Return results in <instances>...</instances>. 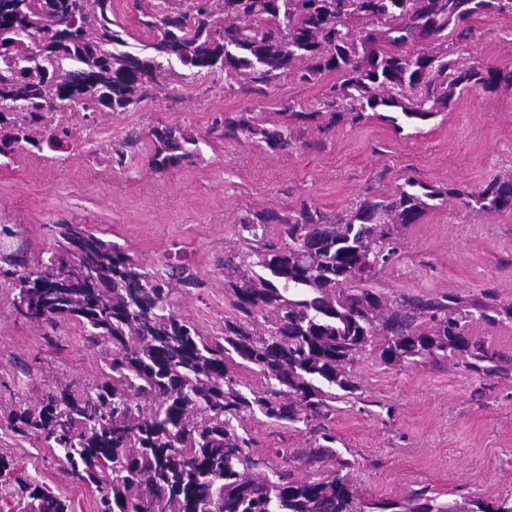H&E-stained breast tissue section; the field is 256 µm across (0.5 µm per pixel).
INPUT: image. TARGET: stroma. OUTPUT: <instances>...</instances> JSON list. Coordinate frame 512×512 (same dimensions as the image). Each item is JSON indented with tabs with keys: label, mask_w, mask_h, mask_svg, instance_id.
<instances>
[{
	"label": "stroma",
	"mask_w": 512,
	"mask_h": 512,
	"mask_svg": "<svg viewBox=\"0 0 512 512\" xmlns=\"http://www.w3.org/2000/svg\"><path fill=\"white\" fill-rule=\"evenodd\" d=\"M472 26L471 41L453 45V61L512 71V15L476 17ZM336 80L332 73L326 82L305 84L291 74L267 95L246 97L220 76H175L138 109L102 112L85 123L66 116V125L87 124L111 143L139 134L134 159L117 166L104 153L95 162L78 145L63 163L22 154L0 168V221L14 225L30 259L51 248L54 225L66 221L97 227L142 263L174 260L191 267L205 287L179 289L171 302L202 335L218 336L229 310L222 261L238 246L235 226L246 212L282 211L305 201L331 214L369 191L392 194L406 176L476 192L512 174V86L505 84L455 95L447 110L400 133L376 118L327 134L311 125L302 131L306 147L286 152L211 131L227 112L249 109L273 121L291 101L316 110L327 83ZM167 124L208 142L191 161L156 173L147 164L149 132ZM371 285L389 296L465 298L491 289L512 301V212L477 213L454 199L427 210L402 230L398 259ZM11 299L10 288L0 284V417L57 385L92 383L103 364L75 322L53 330L38 326L17 317ZM351 370L359 388L337 402L328 426L368 495L398 500L427 486L452 497H512V380L449 362L388 366L371 350ZM244 424L253 451L263 457L305 447L309 439L304 429L259 414L246 415ZM0 448L66 496L73 512H95L94 491L70 482L36 439L0 426Z\"/></svg>",
	"instance_id": "obj_1"
}]
</instances>
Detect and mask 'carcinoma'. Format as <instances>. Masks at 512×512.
<instances>
[{
	"instance_id": "carcinoma-1",
	"label": "carcinoma",
	"mask_w": 512,
	"mask_h": 512,
	"mask_svg": "<svg viewBox=\"0 0 512 512\" xmlns=\"http://www.w3.org/2000/svg\"><path fill=\"white\" fill-rule=\"evenodd\" d=\"M139 12L153 39L132 45L113 0H0V101L20 106L0 112V167L24 150L68 152L67 113L134 110L176 65L192 76L222 73L244 94L295 69L306 83L340 74L322 112L290 104L287 121L270 127L250 112L224 114L222 137L273 151L297 147L294 126L309 121L328 131L385 112L399 131L458 92L512 84V72L495 66L457 67L445 47L450 34L470 39L475 17L512 14V0H172ZM150 136L157 172L206 142L177 125ZM450 199L512 211V176L478 192L407 177L393 194L334 214L305 202L247 212L235 231L243 251L224 256L231 314L217 337L173 310L176 290L205 287L185 265L148 266L89 225L68 223L53 225L51 250L31 263L12 246L13 225L0 224V283L14 292L16 315L51 328L75 320L104 354L89 387L58 385L12 410L8 427L55 451L96 492V512H512L507 499L441 501L427 487L369 499L321 424L334 401L358 390L349 367L369 347L387 365L448 360L512 379V355L473 332L512 323V302L489 289L392 300L369 286L397 253L399 230ZM246 412L301 423L314 442L262 458L242 425ZM0 512L70 506L0 451Z\"/></svg>"
}]
</instances>
